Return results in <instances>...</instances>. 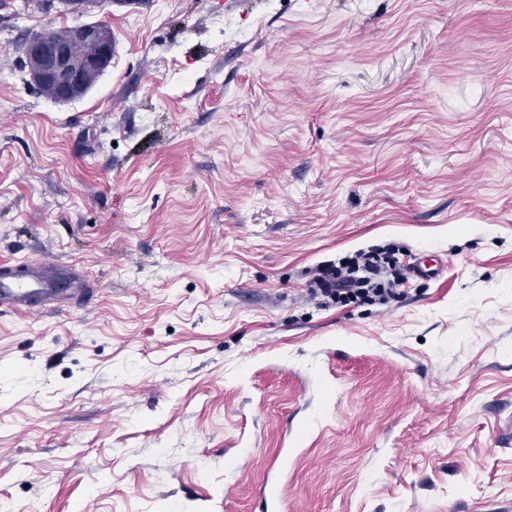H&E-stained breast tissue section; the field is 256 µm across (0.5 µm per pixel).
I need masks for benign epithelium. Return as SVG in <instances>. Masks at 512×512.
<instances>
[{"label":"benign epithelium","mask_w":512,"mask_h":512,"mask_svg":"<svg viewBox=\"0 0 512 512\" xmlns=\"http://www.w3.org/2000/svg\"><path fill=\"white\" fill-rule=\"evenodd\" d=\"M21 53L34 85L51 83L57 100L68 102L84 96L88 75L111 62L112 32L97 22L81 23L60 39L34 35L22 44Z\"/></svg>","instance_id":"7a95c632"}]
</instances>
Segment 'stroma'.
I'll list each match as a JSON object with an SVG mask.
<instances>
[{
  "label": "stroma",
  "mask_w": 512,
  "mask_h": 512,
  "mask_svg": "<svg viewBox=\"0 0 512 512\" xmlns=\"http://www.w3.org/2000/svg\"><path fill=\"white\" fill-rule=\"evenodd\" d=\"M99 21L63 103L20 44ZM438 265L316 307L320 264ZM89 305L0 312L15 512H512V0L0 9V267ZM26 266L27 273L21 278L10 267L0 269V311L64 310L74 302L88 304L94 297V288L74 265L44 258L28 260Z\"/></svg>",
  "instance_id": "obj_1"
}]
</instances>
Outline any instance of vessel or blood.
<instances>
[{"mask_svg":"<svg viewBox=\"0 0 512 512\" xmlns=\"http://www.w3.org/2000/svg\"><path fill=\"white\" fill-rule=\"evenodd\" d=\"M25 276H16L11 268L0 269V311L30 313L70 304L88 303L94 297L82 270L50 258L30 260Z\"/></svg>","mask_w":512,"mask_h":512,"instance_id":"vessel-or-blood-1","label":"vessel or blood"}]
</instances>
